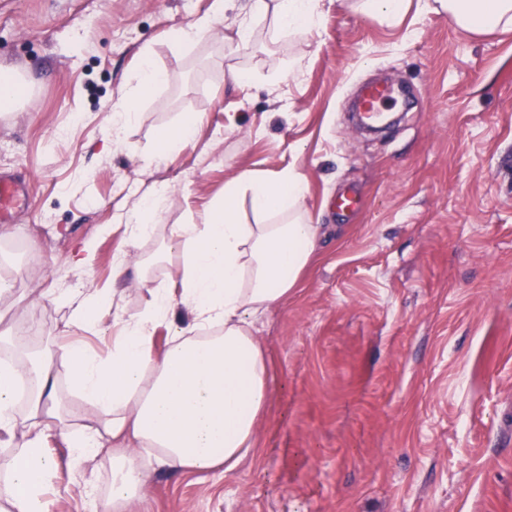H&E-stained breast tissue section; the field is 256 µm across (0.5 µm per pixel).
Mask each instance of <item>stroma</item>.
Returning <instances> with one entry per match:
<instances>
[{
	"instance_id": "35a3bbf8",
	"label": "stroma",
	"mask_w": 512,
	"mask_h": 512,
	"mask_svg": "<svg viewBox=\"0 0 512 512\" xmlns=\"http://www.w3.org/2000/svg\"><path fill=\"white\" fill-rule=\"evenodd\" d=\"M207 5L0 0V70L27 88L0 111V170L29 185L0 237V332L32 351L81 339L108 354L111 315L78 329L48 289L111 287L122 252L118 304L142 310L147 285L171 283L176 225L203 223L240 173L296 165L325 231L256 326L272 384L259 448L229 473L148 471L144 512H512V31L465 32L427 0L395 19L334 0L296 39L255 17L233 53L243 0H227L207 38L174 47ZM147 61L166 80L113 143L111 108ZM377 77L413 105L369 136L350 107ZM188 114L193 142L146 164ZM160 183L155 233L130 244L124 218ZM343 192L353 211L337 210ZM87 242L88 264L70 265ZM66 454L53 440L67 491L51 512H95L82 483L108 492L112 459L79 481Z\"/></svg>"
}]
</instances>
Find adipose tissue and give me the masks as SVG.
I'll return each mask as SVG.
<instances>
[{
    "label": "adipose tissue",
    "instance_id": "ef3b65f1",
    "mask_svg": "<svg viewBox=\"0 0 512 512\" xmlns=\"http://www.w3.org/2000/svg\"><path fill=\"white\" fill-rule=\"evenodd\" d=\"M464 31L488 34L512 27V0H434ZM324 0H247L249 15L274 9L284 30L296 35L317 28ZM162 72L144 68L138 83L114 105L110 134L123 129L142 100L162 83ZM306 178L296 167L268 176L243 172L224 189L208 219L181 224L168 251L178 252L172 284L149 288L144 308L125 315L114 306L115 289L51 290L85 330L112 315V350L100 355L78 342L58 357L72 385L97 408L81 429L68 428L52 364L15 358L0 365V446L12 449L1 467L8 484L0 512H49L57 494L51 437L68 448L67 465L83 474L104 450L112 452V486L105 512H131L144 497L148 468L236 469L257 447L256 425L270 405L266 352L253 322L295 288L315 257L320 225L306 214ZM249 195L254 223L239 219L235 200ZM168 326L164 349L155 332ZM27 381L28 415L16 410V390ZM51 407L50 421L39 411Z\"/></svg>",
    "mask_w": 512,
    "mask_h": 512
}]
</instances>
